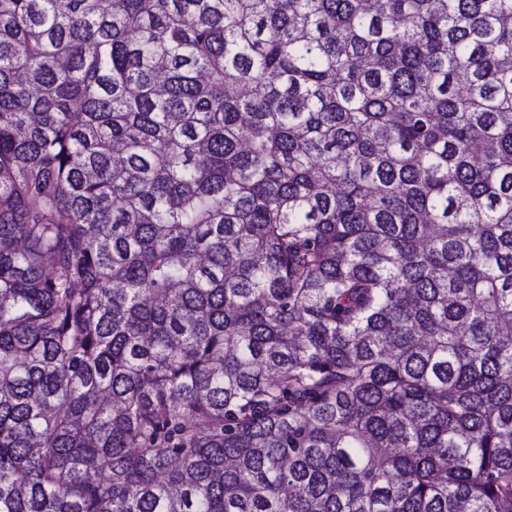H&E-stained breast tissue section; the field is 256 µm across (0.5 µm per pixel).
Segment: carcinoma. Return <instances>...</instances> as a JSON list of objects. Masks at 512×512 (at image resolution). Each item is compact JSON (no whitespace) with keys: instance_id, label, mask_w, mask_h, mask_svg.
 Wrapping results in <instances>:
<instances>
[{"instance_id":"cac0c4a2","label":"carcinoma","mask_w":512,"mask_h":512,"mask_svg":"<svg viewBox=\"0 0 512 512\" xmlns=\"http://www.w3.org/2000/svg\"><path fill=\"white\" fill-rule=\"evenodd\" d=\"M0 512H512V0H0Z\"/></svg>"}]
</instances>
